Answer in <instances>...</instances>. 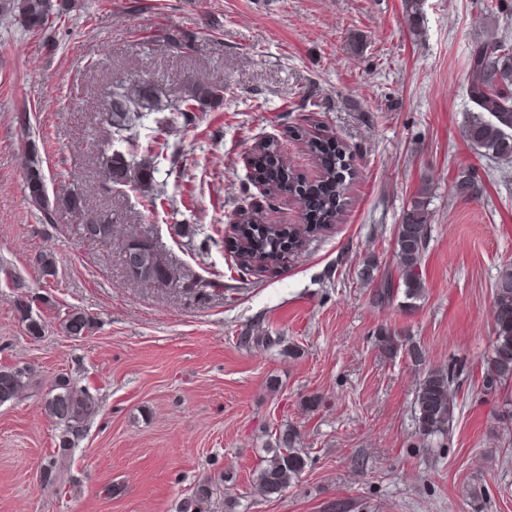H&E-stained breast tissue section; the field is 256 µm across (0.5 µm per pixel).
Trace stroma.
<instances>
[{"mask_svg": "<svg viewBox=\"0 0 512 512\" xmlns=\"http://www.w3.org/2000/svg\"><path fill=\"white\" fill-rule=\"evenodd\" d=\"M80 14L33 35L0 20V367L26 366L34 388L0 405V512H179L199 484L203 512H512V380L484 386L493 349L492 285L512 263V162L479 154L463 130L472 42L512 35L501 0H422L412 35L405 0H84ZM193 36L182 56L166 34ZM191 75L224 97L193 124L147 113L139 143L166 140L155 163L157 208L114 186L92 209L113 213L117 238L85 240L66 212L45 223L24 191L23 153L35 141L49 192L102 177L105 100L112 83L169 87ZM31 115L30 126L14 120ZM349 148L344 210L283 268L242 279L224 244L239 208L274 204L299 224L289 195L247 185L248 151L278 140L308 181L320 171L295 128ZM482 191L452 192L459 169ZM430 185L429 247L419 298L379 306L365 263L395 274L394 236L421 183ZM152 241L179 273L155 288L127 273L121 239ZM58 275L43 280L42 250ZM205 278L204 296L185 290ZM44 322L28 335L13 280ZM92 327L71 335L65 319ZM419 345L423 365L377 347L378 331ZM283 336L241 344L242 331ZM454 371L447 437L422 438L416 386ZM61 375L100 412L77 441L63 483L40 471L59 430L39 408ZM315 407H306L307 399ZM293 428L309 461L277 495L252 492L265 448Z\"/></svg>", "mask_w": 512, "mask_h": 512, "instance_id": "obj_1", "label": "stroma"}]
</instances>
